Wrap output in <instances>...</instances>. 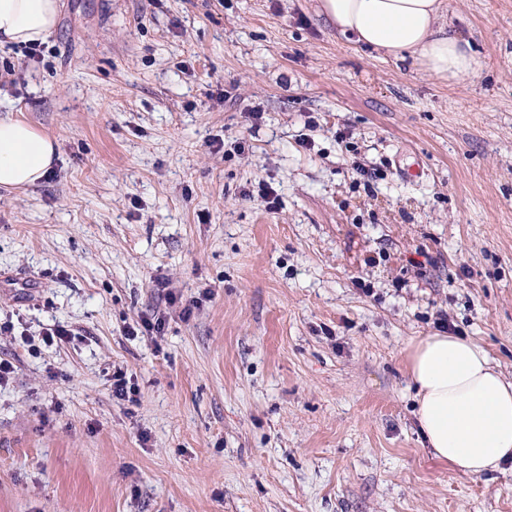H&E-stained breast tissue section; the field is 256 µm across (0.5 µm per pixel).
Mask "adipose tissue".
<instances>
[{
  "label": "adipose tissue",
  "mask_w": 512,
  "mask_h": 512,
  "mask_svg": "<svg viewBox=\"0 0 512 512\" xmlns=\"http://www.w3.org/2000/svg\"><path fill=\"white\" fill-rule=\"evenodd\" d=\"M339 33L395 61L413 60L451 82L482 70V59L451 31L442 0H320ZM59 0H0V45L45 41ZM57 142L30 123L0 118V190L35 184L52 169ZM409 374L416 418L432 454L473 476L512 461V381L477 343L448 334L413 341Z\"/></svg>",
  "instance_id": "1"
}]
</instances>
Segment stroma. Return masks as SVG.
Returning <instances> with one entry per match:
<instances>
[{"label": "stroma", "instance_id": "obj_1", "mask_svg": "<svg viewBox=\"0 0 512 512\" xmlns=\"http://www.w3.org/2000/svg\"><path fill=\"white\" fill-rule=\"evenodd\" d=\"M318 7L61 0L0 47V117L58 140L0 191V512H512V463L431 454L407 358L444 317L512 379V0H444L454 83Z\"/></svg>", "mask_w": 512, "mask_h": 512}]
</instances>
